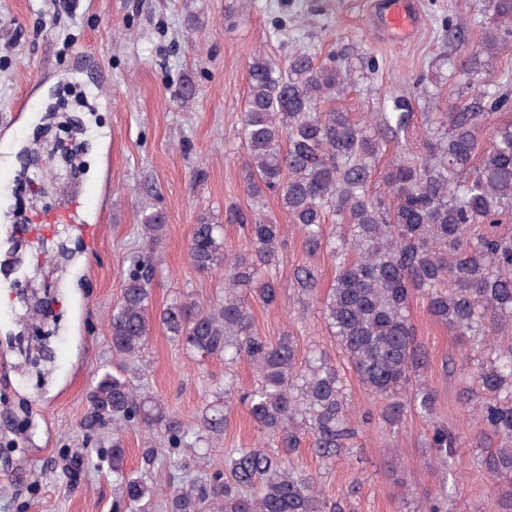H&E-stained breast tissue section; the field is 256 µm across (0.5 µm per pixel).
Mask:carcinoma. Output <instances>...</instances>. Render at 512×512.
<instances>
[{"mask_svg":"<svg viewBox=\"0 0 512 512\" xmlns=\"http://www.w3.org/2000/svg\"><path fill=\"white\" fill-rule=\"evenodd\" d=\"M491 10L493 27L479 48L451 60L473 81L481 73V55L512 39V0H491ZM352 72L341 50L328 63L302 48L283 67L262 55L252 58L241 126L246 190L258 201L267 192L277 194L308 248L326 249L336 260L335 283L322 300L325 318L361 384L391 400L385 419H399L407 398L431 421L432 391L413 389L428 363L409 315L412 298H425L429 313L457 336H486L499 323L512 322V236L490 230L512 210V125L493 129L478 151L490 115L512 109V90L478 88L437 123H427L412 148L414 108L406 97L390 98L364 122L336 108L321 110L322 102L352 83ZM387 142L397 143L399 153L383 195L374 197L368 191L373 163ZM230 217L246 229L238 249L224 245L222 225L204 218L190 233V260L202 272L224 271V295L208 308L176 299L162 309L159 322L203 360L250 362L260 383L241 400L260 436L277 437L285 453L232 448L224 466L205 480L184 479L189 462L177 457L179 449L201 441L198 428L213 438L224 434L233 380L224 381L222 398L207 405L196 423L168 413L155 395L132 384L129 364L152 330L151 266L141 255L130 258L112 309V370L91 386L81 427L88 433L112 429L109 466L120 501L129 505L160 492L167 512H351L356 487L336 501L327 499L317 480L288 457L308 441L327 465L350 447L356 431L348 422L343 378L325 355L313 354L300 367L290 337L272 341L252 329L247 297L267 308L278 305L279 287L268 271L283 259L281 226L257 211ZM328 222L346 233L325 237ZM140 228L157 245L165 218L151 212ZM294 282L305 297L318 288L307 266L296 269ZM472 385L468 402L475 403L485 428L504 440L481 464L495 478L511 477L512 348L480 367ZM131 422L162 429L172 451L164 461L146 449L140 475L124 466L122 432ZM431 444L445 466L458 437L436 424Z\"/></svg>","mask_w":512,"mask_h":512,"instance_id":"obj_1","label":"carcinoma"}]
</instances>
